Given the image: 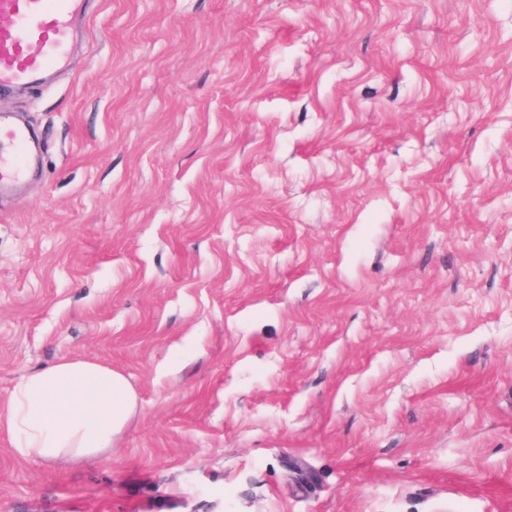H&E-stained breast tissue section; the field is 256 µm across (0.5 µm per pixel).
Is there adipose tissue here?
<instances>
[{"label": "adipose tissue", "mask_w": 512, "mask_h": 512, "mask_svg": "<svg viewBox=\"0 0 512 512\" xmlns=\"http://www.w3.org/2000/svg\"><path fill=\"white\" fill-rule=\"evenodd\" d=\"M134 401L121 372L64 359L23 377L0 406V426L11 434L20 459L81 464L111 451Z\"/></svg>", "instance_id": "adipose-tissue-1"}]
</instances>
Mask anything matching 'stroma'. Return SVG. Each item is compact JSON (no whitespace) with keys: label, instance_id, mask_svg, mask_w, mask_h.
<instances>
[{"label":"stroma","instance_id":"35a3bbf8","mask_svg":"<svg viewBox=\"0 0 512 512\" xmlns=\"http://www.w3.org/2000/svg\"><path fill=\"white\" fill-rule=\"evenodd\" d=\"M0 111V401L80 359L111 453L0 512H512V0H96ZM34 134L0 114V195L21 183L28 174Z\"/></svg>","mask_w":512,"mask_h":512}]
</instances>
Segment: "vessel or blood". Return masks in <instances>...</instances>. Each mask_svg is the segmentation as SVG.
<instances>
[{
  "instance_id": "1",
  "label": "vessel or blood",
  "mask_w": 512,
  "mask_h": 512,
  "mask_svg": "<svg viewBox=\"0 0 512 512\" xmlns=\"http://www.w3.org/2000/svg\"><path fill=\"white\" fill-rule=\"evenodd\" d=\"M94 0H0V92L39 87L66 68ZM33 133L0 114V193L27 176Z\"/></svg>"
}]
</instances>
